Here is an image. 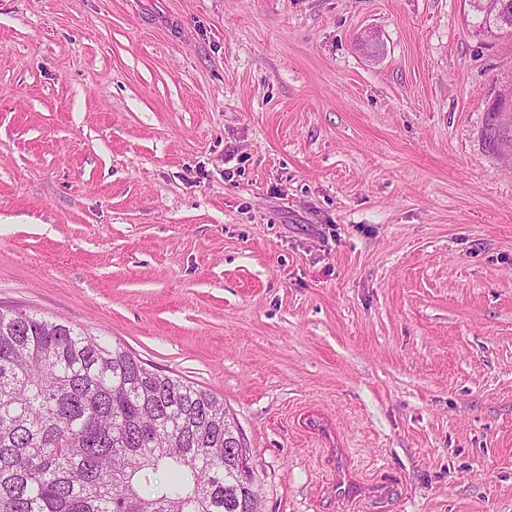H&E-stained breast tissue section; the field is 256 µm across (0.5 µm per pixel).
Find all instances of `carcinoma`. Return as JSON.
I'll list each match as a JSON object with an SVG mask.
<instances>
[{"instance_id":"1","label":"carcinoma","mask_w":512,"mask_h":512,"mask_svg":"<svg viewBox=\"0 0 512 512\" xmlns=\"http://www.w3.org/2000/svg\"><path fill=\"white\" fill-rule=\"evenodd\" d=\"M469 7L512 37V0ZM241 441L222 401L122 344L0 311V512H241Z\"/></svg>"}]
</instances>
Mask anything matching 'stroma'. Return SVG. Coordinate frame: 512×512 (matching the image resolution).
<instances>
[{
  "instance_id": "1",
  "label": "stroma",
  "mask_w": 512,
  "mask_h": 512,
  "mask_svg": "<svg viewBox=\"0 0 512 512\" xmlns=\"http://www.w3.org/2000/svg\"><path fill=\"white\" fill-rule=\"evenodd\" d=\"M509 102L464 0H0V308L223 399L262 512H512ZM354 470L350 468L348 465H344L334 469L333 474V484L336 485L339 489H343L344 492H350L355 490L356 488L353 486L355 482H357L359 486V490L363 492L365 495H369L375 498H385L387 497L391 491L393 486L386 482H363L358 481L354 478Z\"/></svg>"
}]
</instances>
